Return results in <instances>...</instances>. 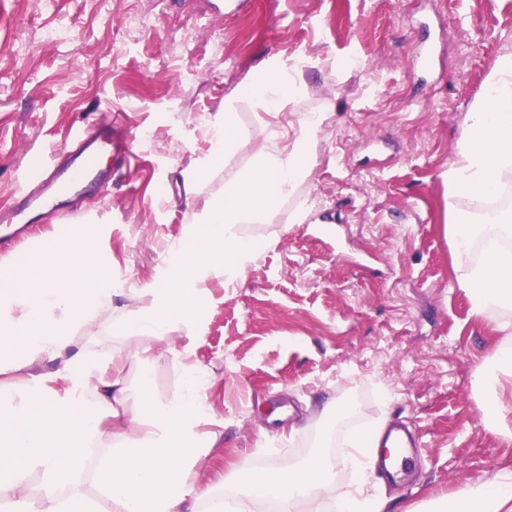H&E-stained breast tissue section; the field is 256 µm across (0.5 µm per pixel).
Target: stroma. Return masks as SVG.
<instances>
[{
	"label": "stroma",
	"mask_w": 512,
	"mask_h": 512,
	"mask_svg": "<svg viewBox=\"0 0 512 512\" xmlns=\"http://www.w3.org/2000/svg\"><path fill=\"white\" fill-rule=\"evenodd\" d=\"M48 28L58 41H43ZM507 50L512 0H0V206L20 202L26 169L72 162L80 127H109L136 162L119 169L100 153L37 234L92 228L102 263L128 283L116 313H146L194 215L260 143L290 144L303 115L324 113L308 177L269 223L242 225L261 248L241 277L207 281L191 331L174 327L167 344L103 327L77 340L105 358L152 347L158 401L179 390L172 351L190 345L213 374L203 430L222 439L201 482L332 456L346 434L386 421L415 438L413 462L403 480L368 487L416 505L512 466L477 400L496 319L471 316L445 233L448 160ZM300 57L305 96L259 128L241 92ZM229 103L237 145L212 165ZM184 172L195 179L179 197Z\"/></svg>",
	"instance_id": "obj_1"
}]
</instances>
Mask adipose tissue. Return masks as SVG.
Returning a JSON list of instances; mask_svg holds the SVG:
<instances>
[{"label": "adipose tissue", "instance_id": "adipose-tissue-1", "mask_svg": "<svg viewBox=\"0 0 512 512\" xmlns=\"http://www.w3.org/2000/svg\"><path fill=\"white\" fill-rule=\"evenodd\" d=\"M245 101L262 111L295 100L291 83L274 74L252 84ZM323 121L315 113L300 121L290 145H260L250 169L224 186L196 219L195 248L172 257L167 287L153 313L134 318L112 314V278L98 262V241L84 229L44 239L23 281L0 277V500L12 512H200L216 499L214 485L200 483L194 469L217 434L201 435L213 419L206 390L208 371L193 362L190 348L177 351L182 391L158 402L149 392L151 350L100 358L75 348L74 334L109 325L124 337L169 339L173 322L192 328L203 286L214 275L241 276L258 245L243 238V224L265 222L309 173L311 143ZM512 182V52L501 54L484 93L467 115L464 135L448 164V197L466 190L476 198ZM455 280L473 315L504 313L495 344L482 367L487 430L512 443V405L499 398L501 377H512V207L487 211L466 224L449 207ZM140 367L138 402L125 414L116 407L130 393L120 371L126 359ZM63 381L64 392L53 384ZM382 429L356 432L335 456H317L300 466L271 469L241 482L235 512H252L259 498H275L280 512L301 500H318L336 484L337 468L355 479L340 486L336 512H512V467L492 479L466 482L454 492L404 507L385 494H368L367 478L383 453Z\"/></svg>", "mask_w": 512, "mask_h": 512}]
</instances>
